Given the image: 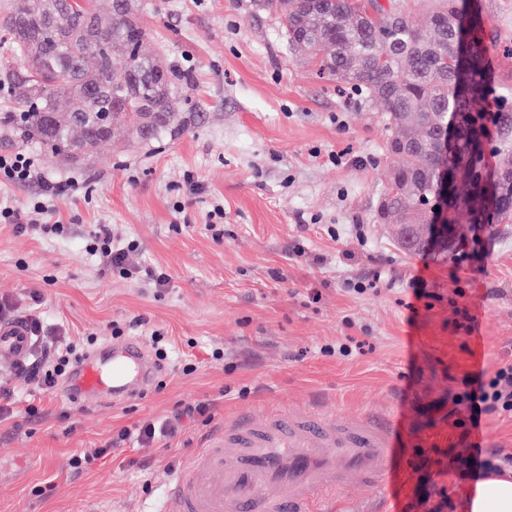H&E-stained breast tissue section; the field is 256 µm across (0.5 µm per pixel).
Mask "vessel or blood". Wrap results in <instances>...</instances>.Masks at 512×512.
I'll list each match as a JSON object with an SVG mask.
<instances>
[{
  "label": "vessel or blood",
  "mask_w": 512,
  "mask_h": 512,
  "mask_svg": "<svg viewBox=\"0 0 512 512\" xmlns=\"http://www.w3.org/2000/svg\"><path fill=\"white\" fill-rule=\"evenodd\" d=\"M29 352L24 321L0 322V358L19 364ZM157 370L139 341H116L77 366L73 392L126 399L147 390ZM396 442L385 414L343 418L321 408L296 418L278 410L261 423L241 414L205 438L164 495L177 512H319L347 474L383 489Z\"/></svg>",
  "instance_id": "vessel-or-blood-1"
}]
</instances>
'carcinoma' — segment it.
I'll return each instance as SVG.
<instances>
[{"instance_id": "obj_1", "label": "carcinoma", "mask_w": 512, "mask_h": 512, "mask_svg": "<svg viewBox=\"0 0 512 512\" xmlns=\"http://www.w3.org/2000/svg\"><path fill=\"white\" fill-rule=\"evenodd\" d=\"M423 4L417 22L394 0H256L318 78L383 107L387 183L376 222L399 225L404 250L444 259L448 240L431 242L433 225L450 224L457 236L462 224L481 232L512 222V113L486 109V25L469 0ZM0 28L12 47L0 60L12 103L0 125L20 140L80 166L126 131L142 141L181 131L177 103L190 81L149 50L132 0H16ZM492 141L494 172L485 159Z\"/></svg>"}]
</instances>
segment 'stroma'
<instances>
[{"label":"stroma","mask_w":512,"mask_h":512,"mask_svg":"<svg viewBox=\"0 0 512 512\" xmlns=\"http://www.w3.org/2000/svg\"><path fill=\"white\" fill-rule=\"evenodd\" d=\"M141 2L153 47L191 78L182 129L122 139L84 167L40 155L48 174L84 181L90 197H61L43 215L69 226L62 239L0 224V297L19 317L39 309L68 339L101 348L118 324L148 348L164 336L173 355L162 388L126 400L39 394L13 380L0 512H88L94 502L175 512L161 489L212 426L242 411L321 407L383 411L399 427L389 488L348 483L321 512H432L445 499L463 512L481 450L512 456V421L481 417L464 445L448 415L464 377L512 358V223L497 225L476 261L458 244L448 260L402 251L374 217L386 181L380 108L317 78L253 0ZM478 4L490 94L512 112V0ZM189 173L200 191L189 192ZM216 203L220 241L206 229ZM93 224L136 240L137 261L166 273V290L103 272L82 249ZM371 276L372 289L349 291ZM350 339L360 343L351 356L321 351ZM188 402L210 404V418L184 423L168 444L129 441L72 471L74 454ZM48 482L54 491L37 495Z\"/></svg>","instance_id":"obj_1"}]
</instances>
